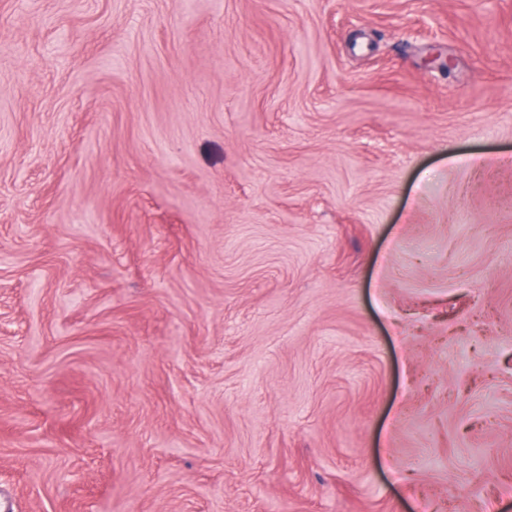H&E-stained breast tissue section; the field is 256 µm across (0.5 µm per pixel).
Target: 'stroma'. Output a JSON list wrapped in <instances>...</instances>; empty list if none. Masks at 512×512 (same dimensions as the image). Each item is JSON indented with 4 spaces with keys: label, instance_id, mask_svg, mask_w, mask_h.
Listing matches in <instances>:
<instances>
[{
    "label": "stroma",
    "instance_id": "1",
    "mask_svg": "<svg viewBox=\"0 0 512 512\" xmlns=\"http://www.w3.org/2000/svg\"><path fill=\"white\" fill-rule=\"evenodd\" d=\"M0 512H512V0H0Z\"/></svg>",
    "mask_w": 512,
    "mask_h": 512
}]
</instances>
